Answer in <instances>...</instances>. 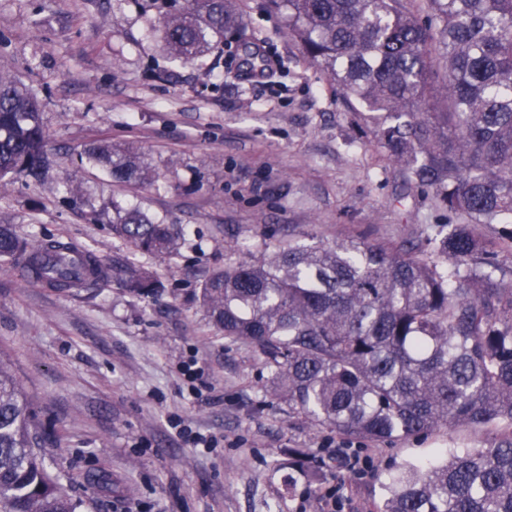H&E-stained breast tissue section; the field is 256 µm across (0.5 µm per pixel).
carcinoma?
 <instances>
[{"mask_svg":"<svg viewBox=\"0 0 512 512\" xmlns=\"http://www.w3.org/2000/svg\"><path fill=\"white\" fill-rule=\"evenodd\" d=\"M236 0H185L162 38L192 61L222 44L247 77H270ZM288 18L304 56L375 120L408 181L448 212V233L396 245L364 239L307 247L290 239L259 261L209 275L200 301L224 339L253 348L292 410L352 441H403L448 424L512 425V282L497 279L512 217V0H264ZM42 106L0 73V182L40 180ZM118 182L152 178L139 152L91 145ZM112 234L135 250L176 255L182 232L117 209ZM59 292L115 282L160 288L129 259L108 262L61 239L29 243L0 224V261ZM308 454L288 449V468ZM378 512H512V434L382 484ZM41 454L31 402L0 359V512H78Z\"/></svg>","mask_w":512,"mask_h":512,"instance_id":"1","label":"carcinoma"}]
</instances>
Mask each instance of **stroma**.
<instances>
[{
    "mask_svg": "<svg viewBox=\"0 0 512 512\" xmlns=\"http://www.w3.org/2000/svg\"><path fill=\"white\" fill-rule=\"evenodd\" d=\"M163 0H0V71L43 105L52 166L0 187V222L32 241L72 240L100 258L134 257L162 284L63 294L0 264V358L13 366L47 437V465L82 512H320L315 487L343 485L348 512H377L390 468L490 447L496 428L450 425L364 443L359 478L337 466L347 439L269 392L254 350L225 341L200 305L211 273L258 260L287 233L333 245L400 242L448 214L408 185L367 113L303 57L283 15L238 0L273 78L228 74L222 49L186 62L162 40ZM132 147L153 177L113 182L85 148ZM75 185L79 194L68 193ZM177 224V255L134 252L113 236L114 207ZM213 437L183 441L178 426ZM311 451L317 483L288 489V451ZM104 471L112 489L90 488Z\"/></svg>",
    "mask_w": 512,
    "mask_h": 512,
    "instance_id": "1",
    "label": "stroma"
}]
</instances>
